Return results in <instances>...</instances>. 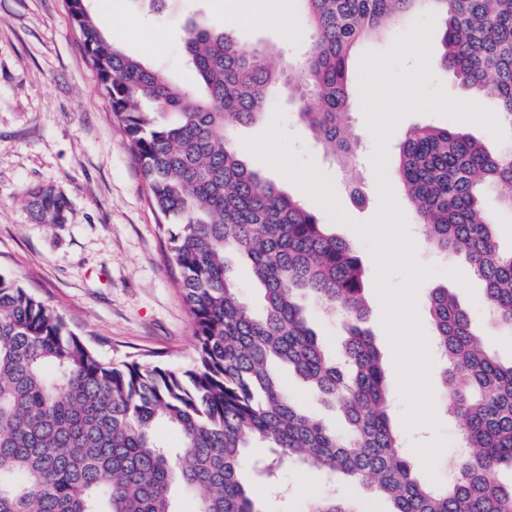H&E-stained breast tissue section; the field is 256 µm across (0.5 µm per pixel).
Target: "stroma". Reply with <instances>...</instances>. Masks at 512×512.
I'll return each instance as SVG.
<instances>
[{
  "instance_id": "1",
  "label": "stroma",
  "mask_w": 512,
  "mask_h": 512,
  "mask_svg": "<svg viewBox=\"0 0 512 512\" xmlns=\"http://www.w3.org/2000/svg\"><path fill=\"white\" fill-rule=\"evenodd\" d=\"M259 6V0H88L92 14H111L109 36L116 47L164 69L172 80L188 87L194 80L182 41L191 20L220 26L225 15H234L239 20L232 29L234 37L263 54L272 66H281L286 58H299L309 38L300 6L294 2L288 6V24L296 33L288 43L276 30L252 23ZM444 27V17L433 14L427 88L442 89L459 102L477 103V96L461 89L437 61ZM361 59L357 53L349 61L351 120L359 136L352 173L325 158L321 145L298 119L297 101L280 87L273 89L262 118L238 127L234 141L251 169L314 212H321V205L254 155L245 142L279 125L291 139L292 152L301 160L313 161L331 177L335 197L347 217L346 222L333 223L332 229L356 244L368 271L367 325L390 387L391 425L401 435L415 469L441 483L456 474L458 426L447 414L434 425L405 426L407 404L382 323L377 266L356 231L357 225L376 217L381 205L372 163L376 142L365 132L358 78ZM421 121L463 129L491 151L502 144L473 121L430 111L401 117L386 144V176L410 233L415 230V214L396 176L397 146L406 131ZM46 187L67 199L65 223L45 224L36 219L30 203L34 193ZM159 224L141 171L101 93L63 0H0V274L40 296L103 361L116 363L148 355L167 367L181 368L191 360L194 329L164 251ZM414 260L430 271L418 287L415 303L424 335L432 333L426 296L431 288L442 286L471 312L488 348L502 363L512 362V338L500 335L490 324L482 284L465 260L449 262L429 252L416 253ZM426 443L439 448L436 459L418 455V448ZM306 477L312 479L315 495L336 494L361 512H388L386 502L369 498L359 484L327 475L313 465L289 468L272 480L253 474L252 490L267 512H306L307 497L295 491Z\"/></svg>"
}]
</instances>
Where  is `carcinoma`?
I'll return each instance as SVG.
<instances>
[{"label":"carcinoma","instance_id":"1","mask_svg":"<svg viewBox=\"0 0 512 512\" xmlns=\"http://www.w3.org/2000/svg\"><path fill=\"white\" fill-rule=\"evenodd\" d=\"M310 33L295 67L276 69L223 27L193 23L184 54L193 91L119 50L85 0H64L112 114L163 219L166 251L194 324V355L182 368L149 359L104 363L48 304L0 274V512H266L250 492L247 455L271 464H314L366 485L389 512H512V364L487 352L469 311L446 288L428 295L442 382L460 431L463 462L451 483L413 471L388 413V388L366 318L365 274L356 247L299 200L242 161L232 133L267 111L279 83L298 116L332 154L358 138L349 122V60L401 18H446L441 65L491 102L512 127V0H299ZM405 187L426 249L464 258L485 284L495 324L512 337V248L500 245L483 202L498 189L512 211V139L494 153L466 131L412 126L398 145ZM32 207L65 221L51 189ZM251 264L264 293L260 315L232 275L229 255ZM354 321L340 359L329 357L303 299ZM294 370L339 409L341 434L307 414L272 370ZM174 430L177 450L158 428ZM307 512H357L334 497Z\"/></svg>","mask_w":512,"mask_h":512}]
</instances>
